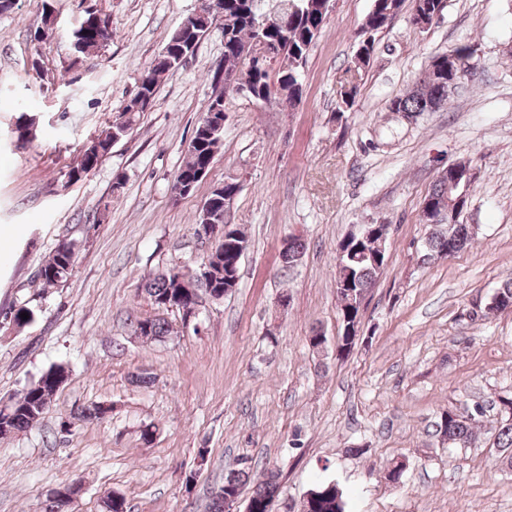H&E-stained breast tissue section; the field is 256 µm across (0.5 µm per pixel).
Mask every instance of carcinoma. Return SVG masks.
<instances>
[{"label": "carcinoma", "instance_id": "cac0c4a2", "mask_svg": "<svg viewBox=\"0 0 512 512\" xmlns=\"http://www.w3.org/2000/svg\"><path fill=\"white\" fill-rule=\"evenodd\" d=\"M56 0H45L41 26L33 33V41L42 39L45 32L52 28L55 21ZM288 28L272 25L268 28L267 36L279 44L280 52L277 57L267 63L265 69L254 76L255 86L268 100L285 97L288 108L293 109L301 101L302 84L300 64L306 61L307 55L328 20V14L323 9L324 0H288ZM405 0H373L371 11L367 14L361 27L360 51L355 58L358 66L369 64L373 54L376 35L380 33L402 10ZM446 0H412L411 22L430 21L440 17ZM239 0H224V14L236 19L229 29H224V59L212 73V80H217L219 71L226 74L234 72L241 64L248 46L253 38L252 26L247 18H238ZM210 23L196 21L191 27L174 32L169 41H180L187 48L196 47L201 38L207 33ZM112 37V26L107 17H99V22L92 23L85 18L80 26L72 31L71 41L83 44L82 52L103 46ZM473 49L470 44L455 47L452 51L435 56L431 59L428 69L419 85L406 94L397 96L393 103L408 112H435L448 104V76L457 70V61L462 55ZM179 71L174 58H163L156 55L141 76L136 93L129 97L123 105L119 117L105 128L94 134L88 144L100 151V155L92 159L87 150H82L80 160L69 166L68 182L82 180L112 149L114 140L127 134L132 125L146 111L140 104L143 98L156 99L160 80L172 76ZM208 113L204 112L190 140L186 159L178 169L174 183L180 184V179L196 175L203 167L213 163L215 156L223 146L224 131L218 130V124L223 120V113L214 115L215 123L207 122ZM464 189V182L451 187L448 185V175L440 174L423 198L422 204L439 215L448 210V201L458 197ZM472 240V232L468 224H436L430 225V233L424 246L422 262L448 258L462 251ZM349 246L354 254L344 257V266L340 272L352 278L353 287L370 288L374 285L381 268L373 265L365 253L372 250L370 241L359 238L352 239ZM219 255L216 266L213 267V279L209 284L211 290L224 288V242L220 241L215 247ZM75 263V247L69 241L57 245L49 259L36 274L43 287L55 286L68 279ZM203 287L196 273L182 274L178 282L170 271L150 274L142 282L141 295L151 304L160 307L168 302H180L188 305L194 302L196 290ZM494 306L489 313L495 314L512 308V277L501 282L492 295ZM146 324L149 334L155 341H162L174 334V328L162 315L148 316L144 320H136L132 329L140 324ZM65 374L61 367H53L44 372L37 380L28 384L20 396L11 401L8 414L0 413V438L29 429L48 411L44 404V394L51 391L59 381V376ZM479 416H462L452 410L441 412L435 422L436 435L448 441L449 446H468L474 443L476 429L479 426ZM258 464L248 458L238 460L224 474L221 493L214 496L209 505V512H225L224 500L240 495L247 484H252V491L246 503L247 512H268L270 503L280 493L281 471L276 467L265 464L261 466L262 476L252 481L254 470ZM310 497L302 504V512H345V501L342 491L331 482H323L309 491Z\"/></svg>", "mask_w": 512, "mask_h": 512}]
</instances>
